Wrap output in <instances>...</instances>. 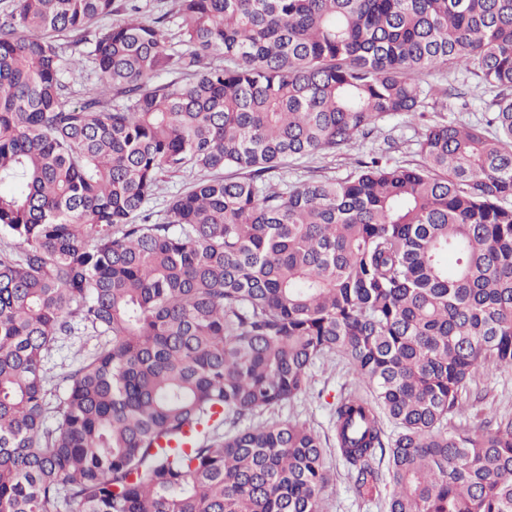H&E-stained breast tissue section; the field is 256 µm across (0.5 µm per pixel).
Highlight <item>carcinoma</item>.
<instances>
[{
  "label": "carcinoma",
  "instance_id": "obj_1",
  "mask_svg": "<svg viewBox=\"0 0 512 512\" xmlns=\"http://www.w3.org/2000/svg\"><path fill=\"white\" fill-rule=\"evenodd\" d=\"M17 2L0 12V512H323L320 435L237 424L332 353L359 381L334 410L358 497L512 512V418L447 428L476 374L512 369V0H179L177 53L163 15ZM89 36L72 65L107 92L76 102L61 41ZM442 67L497 90L493 135L434 123L415 164L265 183L419 112L417 76ZM164 171L196 178L151 223ZM75 318L109 340L64 375L51 429L43 362Z\"/></svg>",
  "mask_w": 512,
  "mask_h": 512
}]
</instances>
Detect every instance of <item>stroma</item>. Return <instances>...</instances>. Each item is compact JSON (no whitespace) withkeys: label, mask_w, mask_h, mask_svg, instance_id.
I'll return each instance as SVG.
<instances>
[{"label":"stroma","mask_w":512,"mask_h":512,"mask_svg":"<svg viewBox=\"0 0 512 512\" xmlns=\"http://www.w3.org/2000/svg\"><path fill=\"white\" fill-rule=\"evenodd\" d=\"M422 86L438 87V95L426 98V116L390 114L378 123L372 137L357 140L333 154L318 153L289 161L268 175L271 183L281 188L303 185L311 179L341 180L353 170L356 160L374 154H386L390 164L418 162V142L424 131V117L443 118L465 125H485L490 112L493 91L480 89L474 72L464 69L443 70L421 76ZM99 344L82 323H75L70 336L53 347L44 360L46 387L52 398L63 397L66 385L63 372L78 367ZM358 379L350 365L335 354L320 358L310 369V387L306 394L281 406L260 413L258 418H245L242 427L254 420H297L306 423L322 438L326 449L329 484L324 495V512H384L381 503L358 498L352 481L334 445L333 409L341 394L354 388ZM469 398L463 413L449 418L452 429H473L499 417H512V370L481 373L469 385Z\"/></svg>","instance_id":"35a3bbf8"}]
</instances>
